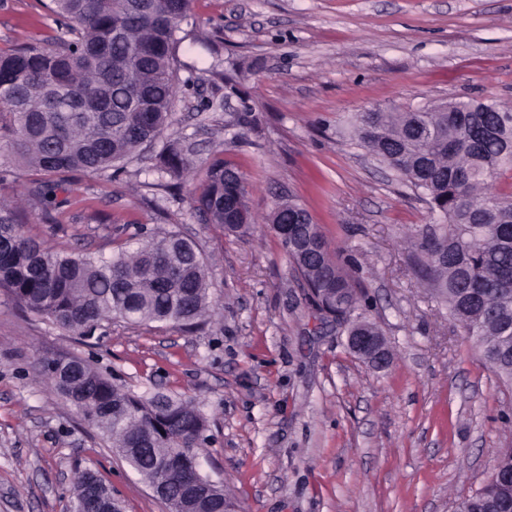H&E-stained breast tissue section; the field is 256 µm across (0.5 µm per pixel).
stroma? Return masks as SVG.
I'll return each instance as SVG.
<instances>
[{"mask_svg": "<svg viewBox=\"0 0 512 512\" xmlns=\"http://www.w3.org/2000/svg\"><path fill=\"white\" fill-rule=\"evenodd\" d=\"M49 2L0 0V50L58 35ZM176 56L162 142L112 177L68 174L63 204L27 205L25 231L107 257L140 231H178L207 260L217 310L189 330L115 321L86 341L0 290V512H71L85 468L123 512H168L36 376L59 355L143 398L193 399L209 424L202 472L239 512H456L512 447V389L408 263L425 200L352 142L348 121L456 98L512 105V0H194ZM166 140L197 168L238 169L256 224L235 237L199 216L200 181L157 169ZM285 199L339 262L355 257L387 368L351 355L344 326L308 303L266 222Z\"/></svg>", "mask_w": 512, "mask_h": 512, "instance_id": "obj_1", "label": "stroma"}]
</instances>
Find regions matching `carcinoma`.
Instances as JSON below:
<instances>
[{"mask_svg":"<svg viewBox=\"0 0 512 512\" xmlns=\"http://www.w3.org/2000/svg\"><path fill=\"white\" fill-rule=\"evenodd\" d=\"M52 0L64 35L41 45L0 51V124L8 149L45 175L30 189L46 207L66 190L63 174L102 176L145 143L156 142L167 125L175 95L176 33L192 0ZM358 146L398 173L438 216L410 240L408 260L422 274L431 296L446 305L480 353L484 365L512 384V192L494 186L512 171V108L493 100L476 111L470 102L398 112H359L351 122ZM158 170L175 178L194 164L175 143L158 154ZM248 196L246 181L222 161L209 164L195 209L210 224L238 233L234 203ZM305 208L278 204L268 224L291 221ZM20 205L0 199V288L30 311L61 329L89 337L120 318L130 323H173L194 327L211 311L207 265L194 242L165 231L126 241L110 257L57 252L24 230ZM309 236L322 251L298 258L296 235ZM280 240L316 307L322 305L348 325L382 335L356 313L360 293L336 262L319 225H293ZM36 374L73 404L84 419L144 481L169 487L172 512H224L229 494L214 486L185 501L180 475L160 469L159 459L196 456L206 440L199 409L178 396L142 399L76 357L46 359ZM512 448L494 463L482 490L463 499L458 512H479L489 501L512 499ZM95 489L104 499L111 488L95 472L76 474L75 499Z\"/></svg>","mask_w":512,"mask_h":512,"instance_id":"1","label":"carcinoma"}]
</instances>
